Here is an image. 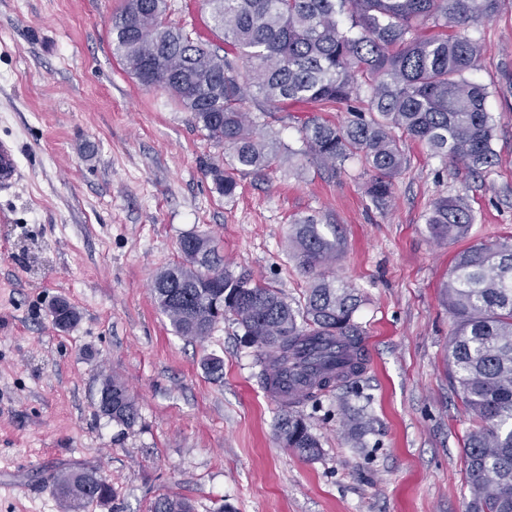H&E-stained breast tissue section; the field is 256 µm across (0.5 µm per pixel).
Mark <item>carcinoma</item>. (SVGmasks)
<instances>
[{"label":"carcinoma","mask_w":512,"mask_h":512,"mask_svg":"<svg viewBox=\"0 0 512 512\" xmlns=\"http://www.w3.org/2000/svg\"><path fill=\"white\" fill-rule=\"evenodd\" d=\"M503 0H207L224 47L172 25L164 0H125L112 17V50L133 76L168 90L208 136L230 147L227 167L207 166L220 194L237 188L233 173L263 174L281 152L310 155L336 170L361 159L371 178L366 195L385 207L393 180L409 162L404 142L425 145L432 158L477 173L496 160V127L486 109L488 88L468 74L484 53L469 33L492 19ZM248 75L240 79V63ZM269 105L349 107L338 125L313 118L299 127L294 149L258 132L245 111ZM474 216L461 196L438 198L426 215L431 236L468 235ZM182 262L151 283L153 297L176 335L202 340L221 319L244 330L257 348L258 383L270 395L278 377L294 383L277 422L286 447L320 454L319 440L296 407L312 402L365 370L364 330L354 319V289L324 272L336 240L310 215L292 223L288 250L316 274L298 311L280 291L224 266L211 238L179 242ZM454 328L447 365L469 412L464 481L473 512H512V242L477 243L459 253L443 285ZM69 326L77 312L65 299L51 310ZM102 415L127 426L138 418L135 398L115 377L100 390ZM71 512L112 499V485L92 470L53 481ZM151 512H191L177 494L158 496Z\"/></svg>","instance_id":"obj_1"}]
</instances>
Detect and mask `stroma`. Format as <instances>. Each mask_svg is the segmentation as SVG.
I'll use <instances>...</instances> for the list:
<instances>
[{"label":"stroma","instance_id":"1","mask_svg":"<svg viewBox=\"0 0 512 512\" xmlns=\"http://www.w3.org/2000/svg\"><path fill=\"white\" fill-rule=\"evenodd\" d=\"M124 0H0V140L19 177L0 188V512H70L52 477L96 469L113 497L89 512H150L177 492L193 512H469L462 440L469 415L448 377L453 328L442 285L456 253L512 236V0L473 35L485 51L471 79L489 90L498 162L474 176L408 142L388 208L365 194L359 161L336 171L280 154L265 177L237 174L221 195L204 167L230 150L161 88L142 86L112 53ZM188 34L222 43L202 0H167ZM251 111L259 131L300 148L318 115ZM462 195L466 238L434 240L432 202ZM336 232L330 270L360 298L366 369L301 409L321 444L312 460L278 437L279 403L259 385L255 349L233 321L204 342L172 331L150 283L179 261V241L211 236L232 272L247 270L303 308L311 276L288 253L295 219ZM66 299L67 329L50 306ZM224 361L210 376L203 360ZM118 377L139 417L101 415ZM364 433L345 425L348 415Z\"/></svg>","mask_w":512,"mask_h":512}]
</instances>
